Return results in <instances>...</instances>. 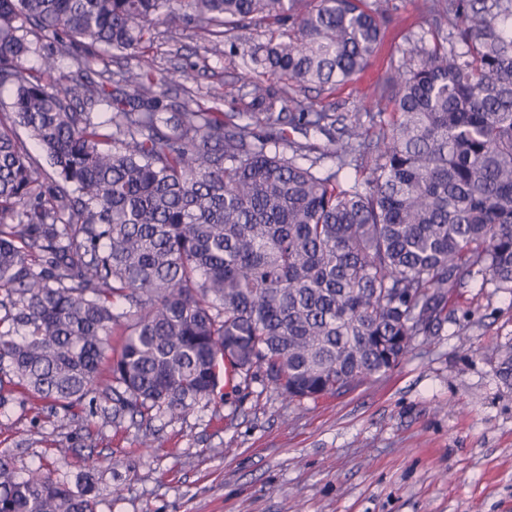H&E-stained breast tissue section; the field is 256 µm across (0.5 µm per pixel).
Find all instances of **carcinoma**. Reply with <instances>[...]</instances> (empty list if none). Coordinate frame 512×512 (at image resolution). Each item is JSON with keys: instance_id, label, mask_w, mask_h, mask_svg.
I'll list each match as a JSON object with an SVG mask.
<instances>
[{"instance_id": "1", "label": "carcinoma", "mask_w": 512, "mask_h": 512, "mask_svg": "<svg viewBox=\"0 0 512 512\" xmlns=\"http://www.w3.org/2000/svg\"><path fill=\"white\" fill-rule=\"evenodd\" d=\"M383 13L0 0V405L13 385L66 415L104 400L174 418L214 398L223 364L291 404L391 371L469 284L512 293V0H426L433 36L452 31L408 42L391 111L366 123L298 100L286 112L266 84L335 90L375 55ZM247 23L269 31L243 52L249 112L169 99L143 51L158 25H192L221 54ZM107 51L137 63L115 80ZM308 129L327 142L291 138ZM98 505L0 453V512Z\"/></svg>"}]
</instances>
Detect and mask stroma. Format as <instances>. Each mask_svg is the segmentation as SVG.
<instances>
[{"instance_id":"stroma-1","label":"stroma","mask_w":512,"mask_h":512,"mask_svg":"<svg viewBox=\"0 0 512 512\" xmlns=\"http://www.w3.org/2000/svg\"><path fill=\"white\" fill-rule=\"evenodd\" d=\"M424 10V0H388L372 62L335 92L309 86L295 97L375 111ZM266 38L263 27L239 28L237 50L215 55L200 30L183 27L160 33L148 55L159 73L185 70L170 97L188 89L207 106L222 91L223 111L242 112L246 101L227 90L246 77L242 48ZM511 358L512 294L466 288L454 321L345 393L290 405L257 379L240 392L219 385L178 419L111 421L82 406L58 419L50 400L18 389L0 409V452L75 491L92 479L98 512H512V377L500 372Z\"/></svg>"}]
</instances>
